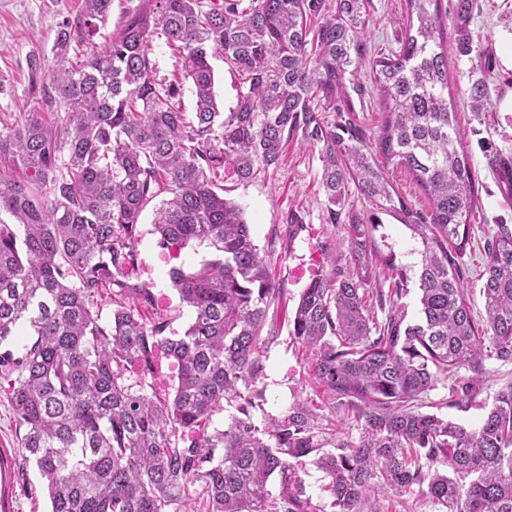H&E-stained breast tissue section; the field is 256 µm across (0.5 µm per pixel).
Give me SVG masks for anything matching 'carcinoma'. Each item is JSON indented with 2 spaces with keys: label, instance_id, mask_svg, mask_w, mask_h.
I'll use <instances>...</instances> for the list:
<instances>
[{
  "label": "carcinoma",
  "instance_id": "1",
  "mask_svg": "<svg viewBox=\"0 0 512 512\" xmlns=\"http://www.w3.org/2000/svg\"><path fill=\"white\" fill-rule=\"evenodd\" d=\"M475 0H457V47L473 52ZM371 0H138L97 44L112 0H83L57 31L51 55L30 58L38 108L0 122V378L8 381L23 457L37 467L51 512H312L288 458L314 457L337 512H363L384 487L425 490L439 512H512V382L482 421L466 426L422 411L440 377L460 369L452 395L468 398L484 361L512 363V230L485 248L486 327L460 273L471 249L476 175L448 106V44L440 0H406L399 47L368 52ZM191 80L157 76L154 35ZM240 76L222 112L210 55ZM369 65L381 101L370 137L348 84ZM296 140L319 151L325 224H348V259L331 256L303 289L289 336L310 351L314 378L363 435L351 445L305 404L259 427V337L280 290L244 209L219 184L265 175ZM412 175L417 209L386 167ZM357 192L420 243L414 321L378 307L405 292L406 268L375 249L373 218ZM151 208L157 245L210 249L170 286L192 310L178 339L155 312L152 288L130 280L140 224ZM382 278L389 289L371 287ZM112 309L104 313L103 300ZM22 334L18 348L7 340ZM179 365L172 400L144 393L159 352ZM223 428L202 431L224 403ZM280 477L281 492L267 484ZM472 477L467 488L457 478Z\"/></svg>",
  "mask_w": 512,
  "mask_h": 512
}]
</instances>
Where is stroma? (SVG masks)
<instances>
[{
    "instance_id": "35a3bbf8",
    "label": "stroma",
    "mask_w": 512,
    "mask_h": 512,
    "mask_svg": "<svg viewBox=\"0 0 512 512\" xmlns=\"http://www.w3.org/2000/svg\"><path fill=\"white\" fill-rule=\"evenodd\" d=\"M82 0H0V119L11 122L30 111L32 92L28 57L32 51L49 53L56 31L65 20L76 19ZM406 25L405 0H372L370 19L364 30L368 48H396ZM474 54L465 56L449 47V86L457 112L463 144L478 175L479 204L472 218L476 249L463 258L464 284L469 290L476 317H483L480 278L484 272L483 248L499 225L512 228V208L501 205L499 180L488 164L497 153L512 154V66L503 59L502 46L512 41V0H476L469 20ZM484 83L489 102L482 111L472 108L471 89ZM319 153L310 147L289 143L278 166L264 177L239 182L228 179L226 196L241 204L255 244L270 273L282 290V301L268 311L266 326L276 330L274 343L263 345L265 373L258 383L264 399L254 409L256 424L287 413L296 403L309 408L336 425L340 437L359 444L362 430L351 413L332 408L327 394L308 369V360L289 339L288 317L313 275L326 263L327 253L344 261L351 233L349 225L326 224L321 220L324 195L320 188ZM300 212L304 221L288 225V211ZM152 212L142 217L139 261L133 281L148 283L157 310L166 317V334L183 336L191 312L169 283V270L181 265L192 269L207 251L189 247L172 255L157 245L151 224ZM373 238L379 251L393 253L397 264L412 267L419 257L411 231L384 214ZM512 381V363L488 360L482 383L467 402L449 405L454 377L440 378L424 403L429 412L467 425L480 422L492 405L498 388ZM0 448L7 449L5 486L10 512H49L50 502L40 493L41 478L34 462L23 460L15 432V414L6 392H0ZM305 497L315 512H335L328 479L313 458L292 460ZM364 512H436L431 499L421 490L380 489L365 500Z\"/></svg>"
}]
</instances>
